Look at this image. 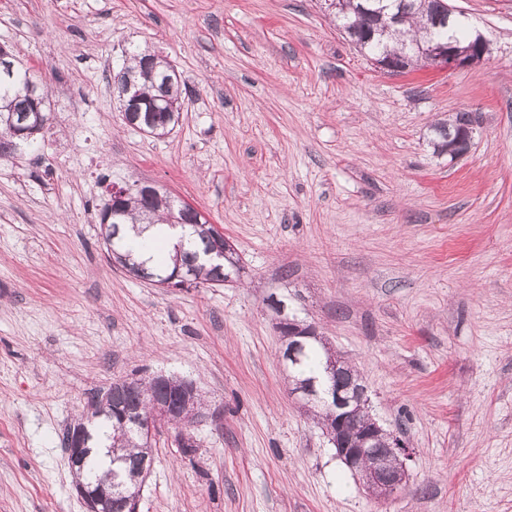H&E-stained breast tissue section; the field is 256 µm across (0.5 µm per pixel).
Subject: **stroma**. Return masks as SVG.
I'll return each instance as SVG.
<instances>
[{
	"instance_id": "stroma-1",
	"label": "stroma",
	"mask_w": 512,
	"mask_h": 512,
	"mask_svg": "<svg viewBox=\"0 0 512 512\" xmlns=\"http://www.w3.org/2000/svg\"><path fill=\"white\" fill-rule=\"evenodd\" d=\"M480 65L390 73L320 0H0V45L46 83L32 149L0 157V512H85L66 426L89 392L193 381L208 418L153 442L139 512H512V0H451ZM135 43L190 88L163 138L128 125ZM476 117L451 157L430 127ZM203 212L239 279L172 290L113 263L106 188ZM355 365L404 436L371 497L290 392L269 296Z\"/></svg>"
}]
</instances>
